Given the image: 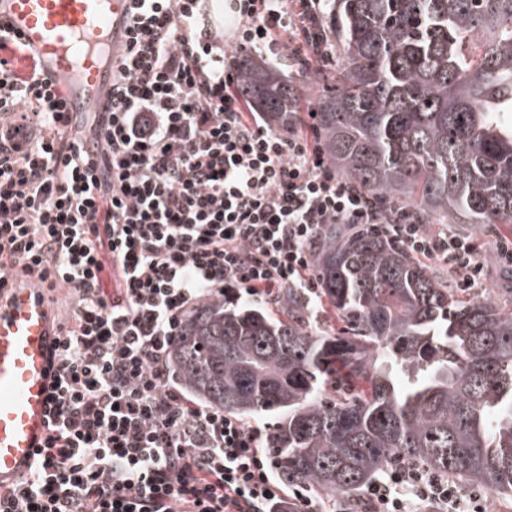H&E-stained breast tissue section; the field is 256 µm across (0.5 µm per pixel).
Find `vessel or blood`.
Returning a JSON list of instances; mask_svg holds the SVG:
<instances>
[{
  "label": "vessel or blood",
  "instance_id": "1",
  "mask_svg": "<svg viewBox=\"0 0 512 512\" xmlns=\"http://www.w3.org/2000/svg\"><path fill=\"white\" fill-rule=\"evenodd\" d=\"M130 0H0V31L33 50L65 91L74 127L112 109V76L131 27ZM57 326L43 291L0 289V491L28 473L49 434Z\"/></svg>",
  "mask_w": 512,
  "mask_h": 512
}]
</instances>
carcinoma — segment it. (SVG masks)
Segmentation results:
<instances>
[{
	"label": "carcinoma",
	"instance_id": "obj_1",
	"mask_svg": "<svg viewBox=\"0 0 512 512\" xmlns=\"http://www.w3.org/2000/svg\"><path fill=\"white\" fill-rule=\"evenodd\" d=\"M342 59L317 105L340 174L424 224H512V0H330ZM239 93L286 128L300 86L251 59ZM316 297L229 293L167 363L197 402L271 418L280 480L336 512L394 462L512 492V299L462 298L386 236L325 224Z\"/></svg>",
	"mask_w": 512,
	"mask_h": 512
}]
</instances>
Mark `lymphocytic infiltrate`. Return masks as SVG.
<instances>
[{"label": "lymphocytic infiltrate", "instance_id": "obj_1", "mask_svg": "<svg viewBox=\"0 0 512 512\" xmlns=\"http://www.w3.org/2000/svg\"><path fill=\"white\" fill-rule=\"evenodd\" d=\"M328 0H132L112 110L82 150L57 81L0 59V284L66 288L49 435L0 512H292L268 431L196 402L167 352L186 315L225 288L275 301L312 291L322 225H365L462 289L512 244L432 229L346 182L315 136L275 128L237 93L244 57L328 59ZM374 512H485L476 494L415 464L368 488Z\"/></svg>", "mask_w": 512, "mask_h": 512}]
</instances>
